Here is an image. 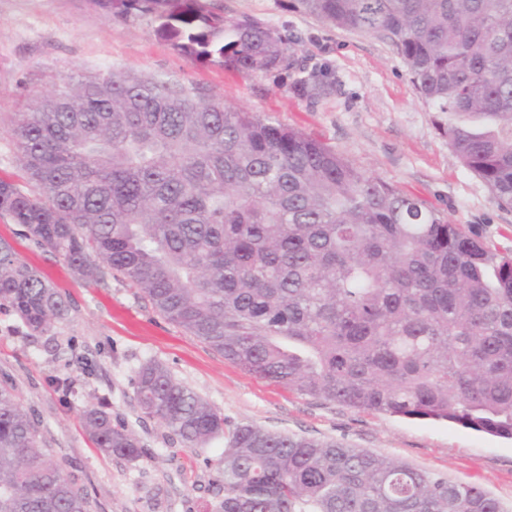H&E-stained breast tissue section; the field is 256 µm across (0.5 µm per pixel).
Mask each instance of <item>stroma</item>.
I'll use <instances>...</instances> for the list:
<instances>
[{
  "mask_svg": "<svg viewBox=\"0 0 512 512\" xmlns=\"http://www.w3.org/2000/svg\"><path fill=\"white\" fill-rule=\"evenodd\" d=\"M225 17L260 20L292 43L297 69L248 74L191 61L159 38L147 18L107 14L94 0H0V178L20 179L10 118L59 78L127 70L193 88L311 135L401 192L418 197L491 248L512 254V208L453 154L444 126L417 94L390 41L335 28L295 11L290 0H216ZM322 72L330 93L298 90L301 69ZM0 218V237L67 299L49 332L31 333L0 304V385L12 388L39 426L63 475L82 488L89 512H214L224 451L183 447L144 414L134 383L148 362L219 409L228 426L336 440L451 481L481 485L512 512V441L443 421L407 419L301 396L257 378L160 316L128 282L76 279L67 263ZM104 404L141 448L130 460L95 447L83 420Z\"/></svg>",
  "mask_w": 512,
  "mask_h": 512,
  "instance_id": "35a3bbf8",
  "label": "stroma"
}]
</instances>
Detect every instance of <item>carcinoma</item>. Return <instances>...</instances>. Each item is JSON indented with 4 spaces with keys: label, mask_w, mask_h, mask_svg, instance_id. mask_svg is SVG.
Segmentation results:
<instances>
[{
    "label": "carcinoma",
    "mask_w": 512,
    "mask_h": 512,
    "mask_svg": "<svg viewBox=\"0 0 512 512\" xmlns=\"http://www.w3.org/2000/svg\"><path fill=\"white\" fill-rule=\"evenodd\" d=\"M149 18L185 58L290 70L288 40L214 0H96ZM336 28L381 34L420 98L456 116L460 163L512 207V0H293ZM11 125L25 185L0 216L84 283L122 278L241 370L302 395L512 439V257L321 141L184 86L112 70L59 79ZM0 301L34 333L67 300L0 237ZM140 409L184 447L224 438L216 512H503L450 481L336 441L224 415L163 366ZM97 448L139 457L111 415ZM0 512H87L13 390L0 387Z\"/></svg>",
    "instance_id": "cac0c4a2"
}]
</instances>
